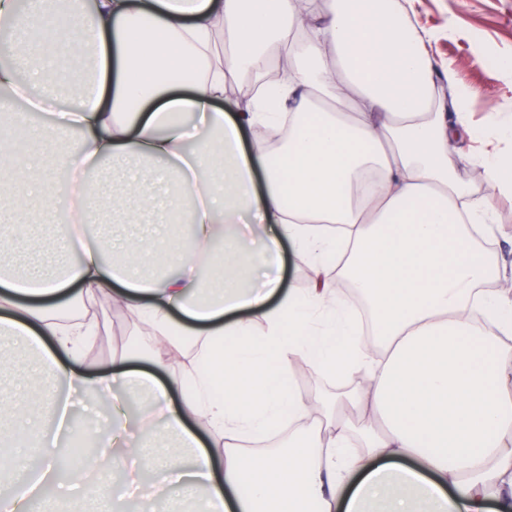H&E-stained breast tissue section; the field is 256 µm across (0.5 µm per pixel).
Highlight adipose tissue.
<instances>
[{
	"instance_id": "obj_1",
	"label": "adipose tissue",
	"mask_w": 512,
	"mask_h": 512,
	"mask_svg": "<svg viewBox=\"0 0 512 512\" xmlns=\"http://www.w3.org/2000/svg\"><path fill=\"white\" fill-rule=\"evenodd\" d=\"M300 17L301 0H94L52 25L59 0H0L13 19L0 86L38 80L55 99L53 54L94 51V78L55 126L78 131L56 166L89 171L133 157L162 163L185 197L139 186L113 213L136 234L107 261L86 233L97 203L83 205L60 237L75 260L56 270L35 256L26 275H0V334L37 355L44 386L107 398L112 412L100 446L155 466L161 453L133 444L128 395L147 394L156 422L187 448L174 481L142 490L141 512L176 491L195 512H512V294L480 291L490 257L476 256L472 227L494 219L492 205L466 210L453 146L467 124L470 90L454 93V120L433 95L424 39L395 0H325ZM284 71L273 101L230 104L241 75L265 76L274 51ZM287 117L283 147L244 148L253 126ZM213 172L198 179L200 170ZM25 194L0 202V249L15 238L20 205L44 217L68 205L34 155L0 153V187ZM342 233H334V225ZM312 257L310 284L280 288L261 271L283 244ZM349 282L368 301L372 345L336 286ZM110 295L139 315L155 340L146 366L129 351L92 369L76 365L85 324L61 323L56 303ZM186 378L160 377L173 358ZM318 373L363 375L348 400L371 409L355 424L324 419L286 388L293 364ZM180 399H172V389ZM22 402L0 399L13 417L0 431V475L15 491L0 512H26L58 479L52 466L20 463L15 447L46 448L17 423ZM292 425L288 445L267 454L243 448Z\"/></svg>"
}]
</instances>
